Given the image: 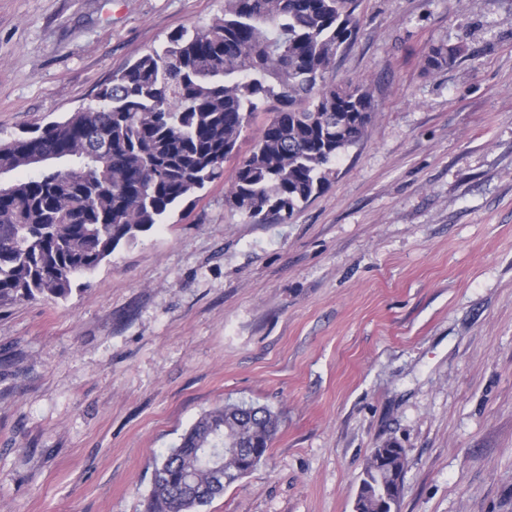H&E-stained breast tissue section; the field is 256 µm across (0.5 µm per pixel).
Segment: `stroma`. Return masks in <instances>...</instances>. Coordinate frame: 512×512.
Wrapping results in <instances>:
<instances>
[{"label": "stroma", "instance_id": "35a3bbf8", "mask_svg": "<svg viewBox=\"0 0 512 512\" xmlns=\"http://www.w3.org/2000/svg\"><path fill=\"white\" fill-rule=\"evenodd\" d=\"M223 14L0 0V136ZM356 19L333 76L374 116L292 221L225 206L231 159L83 289L0 308V512H142L153 459L227 402L281 423L205 512H353L389 443L397 512H512V0H360ZM463 45L460 42H442L430 47L423 59L425 71L433 73L454 62L463 53Z\"/></svg>", "mask_w": 512, "mask_h": 512}]
</instances>
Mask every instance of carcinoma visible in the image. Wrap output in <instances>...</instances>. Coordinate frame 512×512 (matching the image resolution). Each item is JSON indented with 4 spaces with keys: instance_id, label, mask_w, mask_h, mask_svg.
I'll use <instances>...</instances> for the list:
<instances>
[{
    "instance_id": "obj_1",
    "label": "carcinoma",
    "mask_w": 512,
    "mask_h": 512,
    "mask_svg": "<svg viewBox=\"0 0 512 512\" xmlns=\"http://www.w3.org/2000/svg\"><path fill=\"white\" fill-rule=\"evenodd\" d=\"M359 0H224V18L172 33L62 121L0 142V170L58 152L64 166L0 187V307L65 299L122 243L221 178L256 113L270 111L235 169L224 204L254 224H281L329 182L336 161L372 120L370 91L330 77L357 36ZM463 45L423 59L433 73ZM279 416L225 403L203 412L152 464L144 512H198L224 495L203 448H235L226 469L267 458ZM366 461L354 512L399 503L404 449Z\"/></svg>"
}]
</instances>
